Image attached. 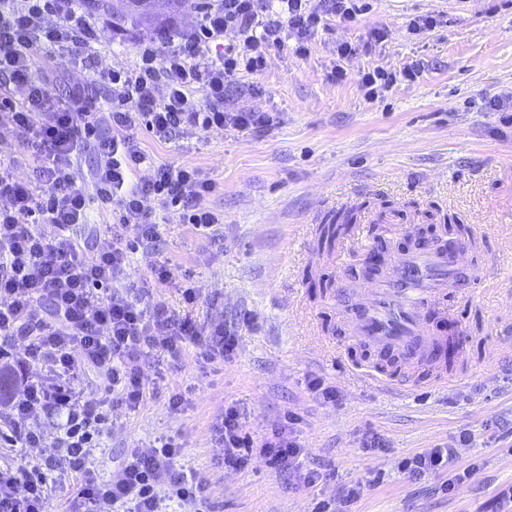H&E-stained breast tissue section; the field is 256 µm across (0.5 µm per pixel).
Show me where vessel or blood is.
Masks as SVG:
<instances>
[{"mask_svg": "<svg viewBox=\"0 0 512 512\" xmlns=\"http://www.w3.org/2000/svg\"><path fill=\"white\" fill-rule=\"evenodd\" d=\"M462 245L417 246L397 256L389 269L367 288H355L337 299L351 341L381 355L400 358L432 351L427 328L429 310L441 311L458 287Z\"/></svg>", "mask_w": 512, "mask_h": 512, "instance_id": "vessel-or-blood-1", "label": "vessel or blood"}]
</instances>
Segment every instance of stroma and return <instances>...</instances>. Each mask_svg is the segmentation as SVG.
Segmentation results:
<instances>
[{"label":"stroma","instance_id":"stroma-1","mask_svg":"<svg viewBox=\"0 0 512 512\" xmlns=\"http://www.w3.org/2000/svg\"><path fill=\"white\" fill-rule=\"evenodd\" d=\"M369 3L349 25L326 21L307 53L276 48L262 71L225 76L231 104L271 112L273 131L213 128L166 143L140 132L155 164L195 167L215 182L205 203L223 214L224 234L204 239L167 209L155 248L132 255L128 279L145 302L183 309L176 286L146 288L152 266L170 262L201 287L197 322L238 326V345L221 363L201 362L189 345L179 358L162 353L144 366L149 394L136 412L113 410L122 426L103 436L104 467L155 437L177 436L185 468L208 473L215 512H484L499 487L512 485V122L486 109L512 99V0ZM429 13L445 25L409 35V20ZM376 26L387 31L381 45L337 60L338 43L359 42ZM99 35L93 64L109 69L136 60L144 32L116 30L104 13ZM414 62L417 77L377 99L357 83L372 67ZM337 63L347 73L340 82L330 77ZM39 76L55 100L80 89L100 108L112 104L68 56ZM346 209L356 215L352 231L320 251L319 224ZM448 224L468 225L494 270L483 288L450 296L445 318L428 320L430 335L453 338L464 352L445 370L447 385L421 378L404 391L376 387L365 373L377 359L351 345L336 297L364 283L379 248L405 249V231L431 238ZM316 376L335 387V402L309 392ZM176 388L188 392L178 414L168 407ZM230 403L256 438L293 419L305 462L322 480L304 486L258 455L245 469L221 468L211 425ZM378 439L387 453L370 454ZM451 444L456 466H480L453 492L442 489L445 475L417 479L401 467ZM355 479L367 482L362 496L340 502L341 485Z\"/></svg>","mask_w":512,"mask_h":512}]
</instances>
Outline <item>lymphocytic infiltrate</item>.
Masks as SVG:
<instances>
[{
  "instance_id": "obj_1",
  "label": "lymphocytic infiltrate",
  "mask_w": 512,
  "mask_h": 512,
  "mask_svg": "<svg viewBox=\"0 0 512 512\" xmlns=\"http://www.w3.org/2000/svg\"><path fill=\"white\" fill-rule=\"evenodd\" d=\"M368 8L367 0H204L199 23L177 32V48L146 38L132 64L93 69L88 83L111 86L118 103L105 113L78 94L51 104L46 83L34 75L42 54L64 53L81 66L90 58L97 22L82 0H0V73L26 90L19 103L0 98V129L20 134L38 162L27 181L16 176L14 162H0V347L51 371L47 378L22 375L5 406L10 448L35 454L25 466L0 467V512H47L53 485L73 475L79 483L67 512H214L208 477L180 465L183 448L174 437L130 449L108 476L91 467L105 407L140 408L147 396L142 368L155 353L176 357L189 343L214 363L237 346L236 330L224 323L195 325L197 286L182 289L188 311L181 315L142 302L126 284L130 252L150 248L158 236L159 209L181 207L184 223L210 238L223 222L203 204L214 182L195 168L152 164L137 133L167 141L197 129H272L269 113L227 102L225 75L260 71L273 48L291 44L306 53L322 21L347 24ZM88 150L97 165L86 185L76 164ZM94 204L112 213V245L89 255L74 230ZM46 298L49 315L40 308ZM90 370L91 390L84 383ZM51 428L55 449L45 456L38 449ZM211 428L224 467L245 469L259 454L298 471L305 486L321 477L304 468L293 427L257 444L230 406Z\"/></svg>"
}]
</instances>
